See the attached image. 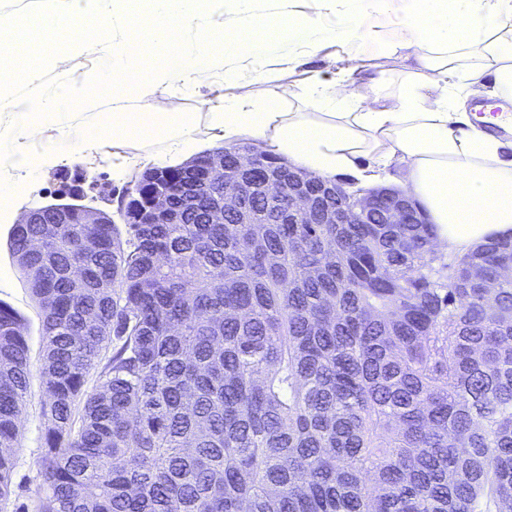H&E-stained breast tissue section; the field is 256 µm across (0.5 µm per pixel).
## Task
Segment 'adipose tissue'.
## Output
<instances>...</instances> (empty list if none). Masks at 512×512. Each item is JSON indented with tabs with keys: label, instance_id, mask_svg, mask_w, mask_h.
<instances>
[{
	"label": "adipose tissue",
	"instance_id": "ef3b65f1",
	"mask_svg": "<svg viewBox=\"0 0 512 512\" xmlns=\"http://www.w3.org/2000/svg\"><path fill=\"white\" fill-rule=\"evenodd\" d=\"M343 1L346 22L332 28L326 17ZM396 9L404 20L394 34L366 26L368 16ZM49 16L68 22L70 55L114 50L111 80L89 72L67 91L80 110L94 112L98 133L73 125L68 151L47 143L46 125L60 120L58 104L31 78L29 112L0 119L1 193L19 172L108 146L116 171H124L138 161L126 150L133 140L190 153L203 125L225 145L259 144L326 180H374L392 162L404 164L405 190L424 208L439 246L465 253L512 237V143L479 129L469 105L473 88L512 95V0H270L262 16L248 0H39L32 26ZM270 35L288 41L292 52L268 56ZM161 37L179 51L177 66L144 56V44ZM336 44L351 56L376 46L405 66L379 72L366 90L349 88L342 77L284 82L299 57ZM204 65L223 78V96L200 99L194 112H166V94L190 90ZM107 95L112 109L105 112ZM292 99L305 111H284Z\"/></svg>",
	"mask_w": 512,
	"mask_h": 512
}]
</instances>
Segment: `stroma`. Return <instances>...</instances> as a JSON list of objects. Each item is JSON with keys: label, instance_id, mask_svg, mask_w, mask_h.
<instances>
[{"label": "stroma", "instance_id": "stroma-1", "mask_svg": "<svg viewBox=\"0 0 512 512\" xmlns=\"http://www.w3.org/2000/svg\"><path fill=\"white\" fill-rule=\"evenodd\" d=\"M32 8L31 0H0V9L12 12L17 22L15 34L0 36V68L12 71L17 91H24L34 74L41 76L43 88L49 94L58 93L89 71L111 75V56L87 53L68 58L67 34L62 24L51 22L41 27L37 34H30ZM54 54L65 57V64L53 66L50 57ZM394 65L391 59H353L340 49L330 48L308 57L305 66L287 74L285 80L296 83L308 75L330 80L342 72L350 76L355 86L361 87L367 81L368 71L388 69ZM172 161L163 144L155 141L142 150L136 167L119 174L112 167V152L107 149L92 158H79L34 176L22 177L20 186L11 192L7 205L16 217L21 218L40 205L66 201L69 188L79 186L84 191V203L113 213L125 188L139 171ZM9 232V225L0 224V300L10 304L23 318V332L28 341L31 362L27 405L18 438L11 450L15 466L8 512H17L20 505H32L41 483V405L46 393L40 372L43 310L32 297L23 272L11 258Z\"/></svg>", "mask_w": 512, "mask_h": 512}]
</instances>
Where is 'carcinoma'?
<instances>
[{
    "label": "carcinoma",
    "mask_w": 512,
    "mask_h": 512,
    "mask_svg": "<svg viewBox=\"0 0 512 512\" xmlns=\"http://www.w3.org/2000/svg\"><path fill=\"white\" fill-rule=\"evenodd\" d=\"M210 157L153 167L167 224H14L43 312L36 512H503L512 239L439 259L408 224H208ZM253 152L245 177L274 168ZM78 267L79 278L71 275ZM30 361L0 301V512Z\"/></svg>",
    "instance_id": "cac0c4a2"
}]
</instances>
